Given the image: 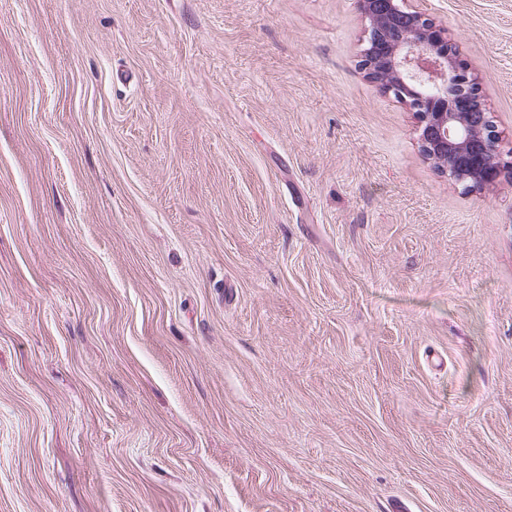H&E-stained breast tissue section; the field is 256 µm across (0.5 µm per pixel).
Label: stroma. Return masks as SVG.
Returning <instances> with one entry per match:
<instances>
[{
	"instance_id": "1",
	"label": "stroma",
	"mask_w": 512,
	"mask_h": 512,
	"mask_svg": "<svg viewBox=\"0 0 512 512\" xmlns=\"http://www.w3.org/2000/svg\"><path fill=\"white\" fill-rule=\"evenodd\" d=\"M512 152V0H411ZM357 0H0V512H512V176L466 192Z\"/></svg>"
}]
</instances>
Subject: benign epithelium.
I'll list each match as a JSON object with an SVG mask.
<instances>
[{"label": "benign epithelium", "instance_id": "7a95c632", "mask_svg": "<svg viewBox=\"0 0 512 512\" xmlns=\"http://www.w3.org/2000/svg\"><path fill=\"white\" fill-rule=\"evenodd\" d=\"M368 21L360 65L373 82L415 114L422 154L465 191L512 175L500 133L476 78L458 60L446 30L407 0H358Z\"/></svg>", "mask_w": 512, "mask_h": 512}]
</instances>
